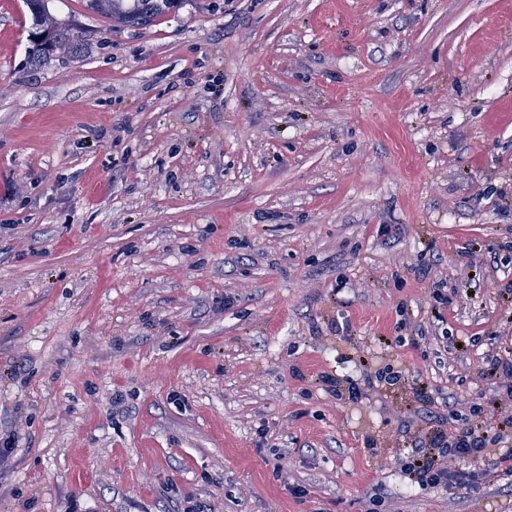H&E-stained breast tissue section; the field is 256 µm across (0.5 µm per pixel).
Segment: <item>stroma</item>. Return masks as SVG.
<instances>
[{"label":"stroma","instance_id":"stroma-1","mask_svg":"<svg viewBox=\"0 0 512 512\" xmlns=\"http://www.w3.org/2000/svg\"><path fill=\"white\" fill-rule=\"evenodd\" d=\"M49 8L32 67L0 0V512H512L398 464L512 407V0ZM48 0H23L32 17L33 27L28 34L27 62L38 66L54 53L77 54L83 48L81 36L70 23L56 21L48 10ZM180 3V0H87L88 8L94 12L106 14L114 22L136 26L150 24Z\"/></svg>","mask_w":512,"mask_h":512}]
</instances>
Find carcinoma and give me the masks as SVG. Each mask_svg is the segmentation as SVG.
Segmentation results:
<instances>
[{
  "label": "carcinoma",
  "mask_w": 512,
  "mask_h": 512,
  "mask_svg": "<svg viewBox=\"0 0 512 512\" xmlns=\"http://www.w3.org/2000/svg\"><path fill=\"white\" fill-rule=\"evenodd\" d=\"M23 4L33 21L28 34L29 65L38 66L55 53L73 55L82 50L81 36L74 32L71 24L52 17L48 0H23ZM179 4L180 0H87L91 10L110 16L114 22L136 26L150 24Z\"/></svg>",
  "instance_id": "carcinoma-1"
}]
</instances>
